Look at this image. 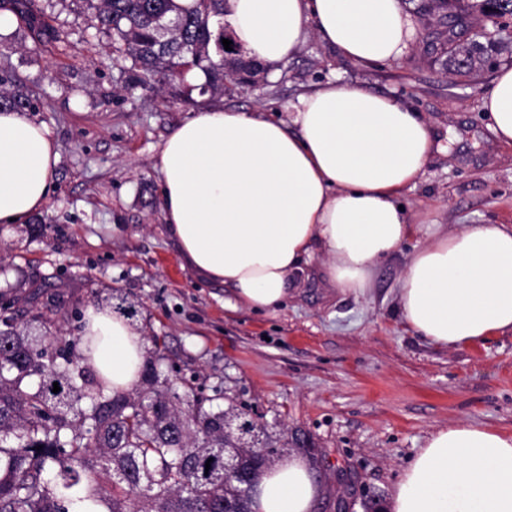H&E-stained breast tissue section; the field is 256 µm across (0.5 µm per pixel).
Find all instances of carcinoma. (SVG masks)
I'll return each instance as SVG.
<instances>
[{
    "label": "carcinoma",
    "instance_id": "obj_1",
    "mask_svg": "<svg viewBox=\"0 0 512 512\" xmlns=\"http://www.w3.org/2000/svg\"><path fill=\"white\" fill-rule=\"evenodd\" d=\"M96 28L112 37L116 59L129 61L137 84L205 76L199 94L224 91V0H89ZM459 29L433 46L448 78L482 68L497 45L482 42L490 23L481 0H429ZM43 44L66 42L45 25L36 0H0ZM41 100L0 71V110L37 112ZM12 302L0 306V512H70L78 501L103 512H236L249 507L246 485L225 474L240 468L258 479L294 448L312 465L322 459L313 437L284 438L252 417L249 406L222 388L201 397L158 369L165 360L153 343L140 384L112 391L78 352L86 337L46 330L32 339L15 322ZM60 391L53 392V383ZM223 400L227 405L220 406ZM258 448L273 452L262 457ZM210 469H205V463Z\"/></svg>",
    "mask_w": 512,
    "mask_h": 512
}]
</instances>
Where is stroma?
<instances>
[{"label": "stroma", "instance_id": "obj_1", "mask_svg": "<svg viewBox=\"0 0 512 512\" xmlns=\"http://www.w3.org/2000/svg\"><path fill=\"white\" fill-rule=\"evenodd\" d=\"M424 2L405 0L414 45L398 61L362 67L311 38L275 77L198 98L177 79L132 83L86 0H56L47 10L46 21L69 33L56 48L34 44L16 23L0 36V67L40 98L33 118L59 154L43 228L0 234V292L16 298L18 324L38 291L62 294L83 312L111 306L120 290L138 310L132 326L158 339L164 368L180 383L201 396L226 388L278 430L313 434L325 454L323 486L340 469L354 477L352 512H365L370 498L386 504L437 429L472 421L511 432L512 334L448 350L415 333L393 305L405 253L378 265L364 298L313 273L277 313L233 310L224 305L227 287L181 268L162 216L154 158L193 112L219 105L272 114L333 81L394 97L439 135L454 133L402 194L414 223L512 225V148L495 142L481 109L512 55L493 57L476 79L448 80L433 49L448 27L424 14Z\"/></svg>", "mask_w": 512, "mask_h": 512}]
</instances>
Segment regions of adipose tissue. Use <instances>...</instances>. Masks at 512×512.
<instances>
[{
  "label": "adipose tissue",
  "instance_id": "ef3b65f1",
  "mask_svg": "<svg viewBox=\"0 0 512 512\" xmlns=\"http://www.w3.org/2000/svg\"><path fill=\"white\" fill-rule=\"evenodd\" d=\"M224 23L268 69L315 34L363 66L388 63L415 30L403 0H226ZM482 107L512 145V68ZM287 118L206 107L164 140L154 167L161 209L183 266L232 292L230 307L276 313L290 278L320 260L331 286L366 295L377 265L408 249L394 305L419 336L446 347L512 334V225L454 232L412 223L403 191L441 151L433 128L396 99L329 82L290 101ZM58 151L27 113L0 112V225L27 223L46 204ZM91 363L112 389L139 380L145 343L108 308H88ZM322 489L291 453L264 470L252 512H312ZM387 512H512V433L453 423L409 462Z\"/></svg>",
  "mask_w": 512,
  "mask_h": 512
}]
</instances>
